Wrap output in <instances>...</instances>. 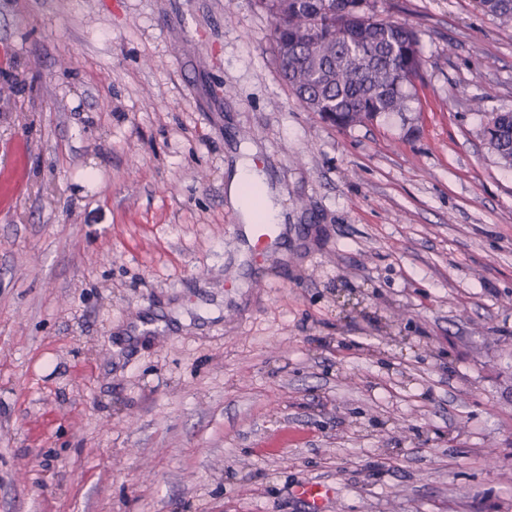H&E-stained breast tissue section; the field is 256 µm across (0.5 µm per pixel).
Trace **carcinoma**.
I'll return each instance as SVG.
<instances>
[{"mask_svg": "<svg viewBox=\"0 0 512 512\" xmlns=\"http://www.w3.org/2000/svg\"><path fill=\"white\" fill-rule=\"evenodd\" d=\"M274 20L281 77L307 111L340 129L412 111L423 54L410 27L370 12L368 0H264ZM512 24V0H478ZM484 134L512 169V114L487 117Z\"/></svg>", "mask_w": 512, "mask_h": 512, "instance_id": "1", "label": "carcinoma"}]
</instances>
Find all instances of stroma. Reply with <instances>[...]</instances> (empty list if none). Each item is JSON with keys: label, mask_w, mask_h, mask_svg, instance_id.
Returning a JSON list of instances; mask_svg holds the SVG:
<instances>
[{"label": "stroma", "mask_w": 512, "mask_h": 512, "mask_svg": "<svg viewBox=\"0 0 512 512\" xmlns=\"http://www.w3.org/2000/svg\"><path fill=\"white\" fill-rule=\"evenodd\" d=\"M412 27L418 101L341 130L261 0H0V512H512V26ZM285 216L255 262L242 146ZM484 134L502 166L512 169V115L504 112L488 116Z\"/></svg>", "instance_id": "35a3bbf8"}]
</instances>
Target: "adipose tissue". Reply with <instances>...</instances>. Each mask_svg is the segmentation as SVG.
<instances>
[{"mask_svg": "<svg viewBox=\"0 0 512 512\" xmlns=\"http://www.w3.org/2000/svg\"><path fill=\"white\" fill-rule=\"evenodd\" d=\"M226 194L244 224H280L284 221L280 208L246 157L237 159L226 184Z\"/></svg>", "mask_w": 512, "mask_h": 512, "instance_id": "ef3b65f1", "label": "adipose tissue"}]
</instances>
